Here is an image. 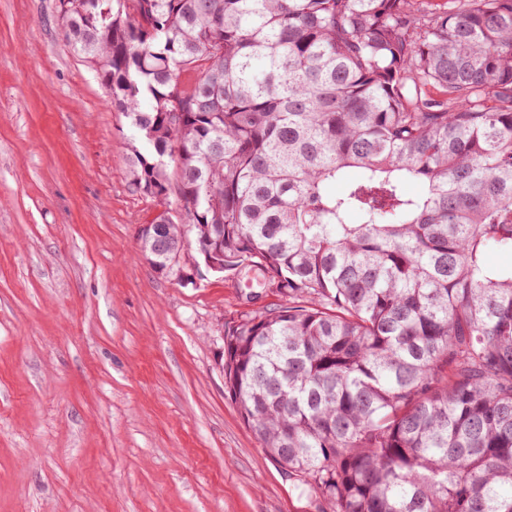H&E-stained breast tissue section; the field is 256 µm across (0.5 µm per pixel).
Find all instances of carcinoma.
<instances>
[{
  "instance_id": "obj_1",
  "label": "carcinoma",
  "mask_w": 512,
  "mask_h": 512,
  "mask_svg": "<svg viewBox=\"0 0 512 512\" xmlns=\"http://www.w3.org/2000/svg\"><path fill=\"white\" fill-rule=\"evenodd\" d=\"M56 10L150 146L131 188L186 202L155 268L209 247L284 299L224 334L261 447L325 512H512V0Z\"/></svg>"
}]
</instances>
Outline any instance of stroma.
I'll return each mask as SVG.
<instances>
[{
	"label": "stroma",
	"mask_w": 512,
	"mask_h": 512,
	"mask_svg": "<svg viewBox=\"0 0 512 512\" xmlns=\"http://www.w3.org/2000/svg\"><path fill=\"white\" fill-rule=\"evenodd\" d=\"M56 0H0V512H323L224 387L256 278L154 268L144 141L70 49Z\"/></svg>",
	"instance_id": "obj_1"
}]
</instances>
